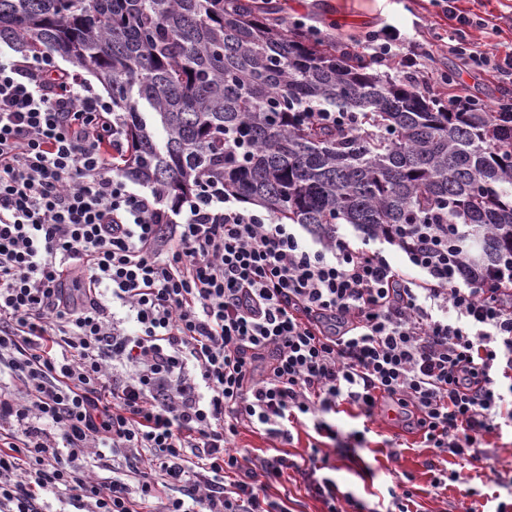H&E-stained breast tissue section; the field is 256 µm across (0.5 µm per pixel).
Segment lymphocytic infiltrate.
<instances>
[{
  "instance_id": "lymphocytic-infiltrate-1",
  "label": "lymphocytic infiltrate",
  "mask_w": 512,
  "mask_h": 512,
  "mask_svg": "<svg viewBox=\"0 0 512 512\" xmlns=\"http://www.w3.org/2000/svg\"><path fill=\"white\" fill-rule=\"evenodd\" d=\"M457 2L463 69L512 85V51L462 37L498 25ZM362 54L470 96L395 25ZM125 140L85 79L0 59V512H289L267 487L293 461L240 454V426L288 441L308 418L332 440L344 405L393 402L462 462L512 428V264L463 277L434 225L404 267L340 235L313 248L216 183L166 209L113 174ZM108 452L109 477L75 465Z\"/></svg>"
}]
</instances>
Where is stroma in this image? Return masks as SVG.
I'll list each match as a JSON object with an SVG mask.
<instances>
[{"label": "stroma", "mask_w": 512, "mask_h": 512, "mask_svg": "<svg viewBox=\"0 0 512 512\" xmlns=\"http://www.w3.org/2000/svg\"><path fill=\"white\" fill-rule=\"evenodd\" d=\"M280 15L321 29L336 43L360 49L369 32L389 22L401 27L419 23L430 42L434 74H460L473 93L495 106L498 84L490 76L463 73L459 60L446 50L450 22L441 0H279ZM336 438L319 441L312 426L293 431L292 443L274 445L257 430L241 428L235 447L252 456L275 446L289 459H314L317 477L336 484L348 497V512H390L393 499L409 493V512H512V433L487 436L488 457L459 464L451 454L424 447L419 436L403 432L394 417L378 412L372 418L345 409L332 418ZM268 494L287 500L291 512H323L321 501L307 493L301 476L269 482Z\"/></svg>", "instance_id": "stroma-1"}]
</instances>
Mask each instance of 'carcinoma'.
Listing matches in <instances>:
<instances>
[{
	"label": "carcinoma",
	"instance_id": "carcinoma-1",
	"mask_svg": "<svg viewBox=\"0 0 512 512\" xmlns=\"http://www.w3.org/2000/svg\"><path fill=\"white\" fill-rule=\"evenodd\" d=\"M278 13L273 0H0V43L104 84L126 131L119 171L162 198L208 179L318 237L349 224L404 242L448 224L465 274L511 255L512 112L421 95Z\"/></svg>",
	"mask_w": 512,
	"mask_h": 512
}]
</instances>
